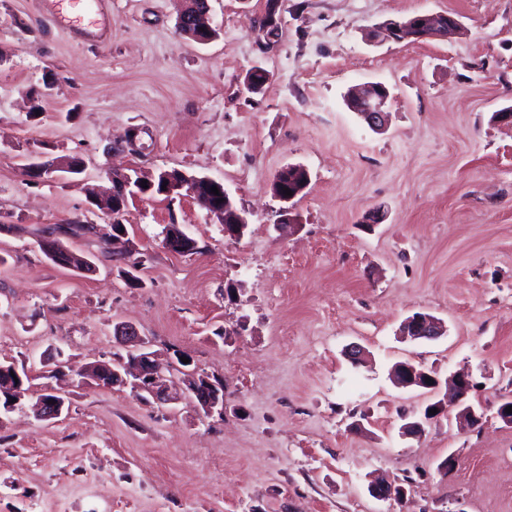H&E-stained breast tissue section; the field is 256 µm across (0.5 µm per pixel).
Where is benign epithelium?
<instances>
[{
	"label": "benign epithelium",
	"mask_w": 512,
	"mask_h": 512,
	"mask_svg": "<svg viewBox=\"0 0 512 512\" xmlns=\"http://www.w3.org/2000/svg\"><path fill=\"white\" fill-rule=\"evenodd\" d=\"M185 8L177 22L179 34L198 44H207L216 37L209 17V0H184ZM463 32V24L455 17L445 14H418L405 19H389L371 29L368 34L373 43L394 42L422 38L449 41ZM391 100L388 88L381 82H367L360 88L351 92L345 98L349 111L355 113L371 129L380 130L384 126L385 113ZM80 159L70 160L62 168L66 171L82 169ZM61 168L47 163L37 162L30 168V173L37 179H54L58 177ZM112 181V192L106 195H95L93 204L106 215L115 216L124 214L129 201L142 199L145 192L141 191V182L147 181L153 186L158 179L168 182L170 192L176 191L190 197L197 195L198 185L205 183L208 187H216L219 195L215 196L217 202L213 203L209 215L216 217L224 224V236L237 240L244 236L249 222L239 210L220 180L204 176L202 178L189 175L182 171L161 170L153 175H142L139 172L128 173L120 170L106 171ZM288 179L292 195H285L282 179ZM310 174L300 165H288L281 169L272 183V193L280 202L277 211L278 219L275 228L280 230L291 224L299 223L298 214L295 213L294 200L308 187ZM161 245L164 249L188 254L198 247L197 241L188 236L178 224H168L162 231ZM400 335L411 340L432 341L443 335L436 318L428 313L417 312L407 317L400 328ZM114 337L117 343L124 348L126 356L113 361L97 360L85 369L88 379L107 386H131L138 394H146L154 402L168 404L175 400L170 395L168 377L164 368L155 359V354L149 351V341L141 336L137 328L128 323H119L115 326ZM169 371H176L182 375L184 388L182 396L196 403L202 415L206 418L224 416V387L216 383L204 373L187 370L173 361ZM396 384L401 388L435 389L440 385L439 380L418 368L409 361L395 364L393 368ZM22 379L17 369L9 370L0 366V393L16 400L8 403L6 409L21 403L19 395ZM455 390V419L467 424L477 423L482 418L478 408L466 402L468 395L474 390L476 383L468 375L453 377ZM65 407V399L55 395L43 399L37 405V416L43 421H50L61 416ZM370 494L379 500H401L405 489L396 487L386 481H378L369 485Z\"/></svg>",
	"instance_id": "1"
}]
</instances>
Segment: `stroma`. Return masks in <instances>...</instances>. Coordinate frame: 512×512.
<instances>
[{
	"mask_svg": "<svg viewBox=\"0 0 512 512\" xmlns=\"http://www.w3.org/2000/svg\"><path fill=\"white\" fill-rule=\"evenodd\" d=\"M282 29L258 43L267 0H212L218 38L176 28L182 0H0V362L25 364L20 406L0 413V512H512V0H278ZM452 13V41L374 44L389 19ZM269 79L256 94L254 66ZM386 84L384 130L343 101ZM40 90L31 115L29 90ZM142 131L138 153L124 150ZM83 159L81 173L40 182L31 159ZM307 168L295 209L275 231L276 173ZM179 169L224 182L249 221L243 239L193 199L130 202L124 246L142 263L127 282L112 218L88 191L109 168ZM385 219L365 223L372 209ZM74 219L70 240L98 272L55 266L41 229ZM178 224L199 253L161 245ZM425 311L445 336L400 340ZM135 325L160 361L182 352L224 382L223 417L185 399L159 405L127 387L80 378L120 354L116 323ZM362 346L367 363L343 354ZM439 378L471 372L479 424L440 415L419 436L402 414L443 392L399 389L393 364ZM63 414L37 420L49 390ZM455 464L440 471L447 457ZM406 490L371 496V474Z\"/></svg>",
	"mask_w": 512,
	"mask_h": 512,
	"instance_id": "1",
	"label": "stroma"
}]
</instances>
